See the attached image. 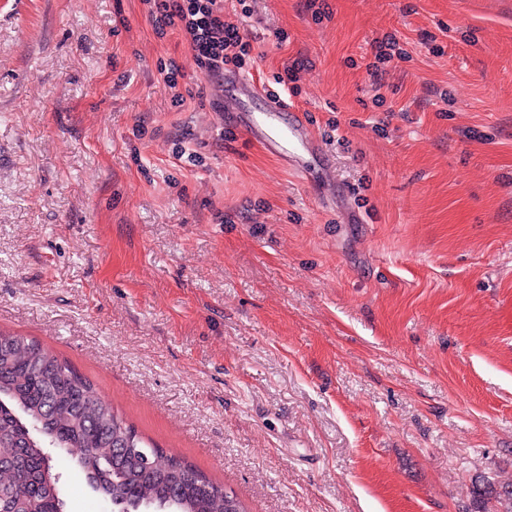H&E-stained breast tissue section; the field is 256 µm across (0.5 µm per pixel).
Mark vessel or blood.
Wrapping results in <instances>:
<instances>
[{
	"mask_svg": "<svg viewBox=\"0 0 512 512\" xmlns=\"http://www.w3.org/2000/svg\"><path fill=\"white\" fill-rule=\"evenodd\" d=\"M223 94L225 111L248 114L241 132L259 141L283 167L308 178L303 158L322 156L323 150L302 110L270 95L260 82L238 74H225Z\"/></svg>",
	"mask_w": 512,
	"mask_h": 512,
	"instance_id": "1",
	"label": "vessel or blood"
}]
</instances>
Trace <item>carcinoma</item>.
<instances>
[{"label":"carcinoma","mask_w":512,"mask_h":512,"mask_svg":"<svg viewBox=\"0 0 512 512\" xmlns=\"http://www.w3.org/2000/svg\"><path fill=\"white\" fill-rule=\"evenodd\" d=\"M50 448L74 457L112 512H248L188 460L144 440L70 363L0 331V512H65ZM464 512H512V480L475 476Z\"/></svg>","instance_id":"obj_1"}]
</instances>
